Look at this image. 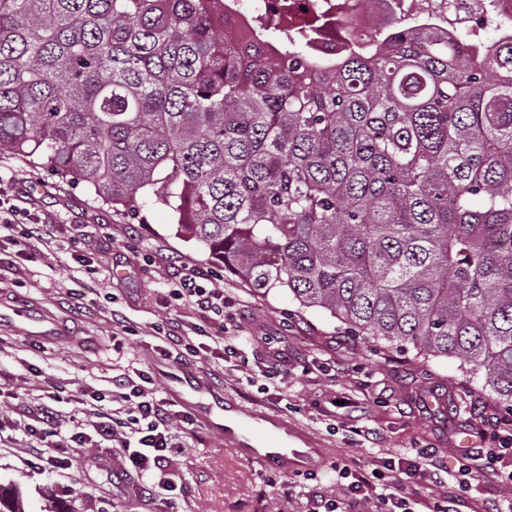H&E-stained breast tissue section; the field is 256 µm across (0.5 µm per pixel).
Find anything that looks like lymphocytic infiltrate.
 <instances>
[{
    "instance_id": "lymphocytic-infiltrate-1",
    "label": "lymphocytic infiltrate",
    "mask_w": 512,
    "mask_h": 512,
    "mask_svg": "<svg viewBox=\"0 0 512 512\" xmlns=\"http://www.w3.org/2000/svg\"><path fill=\"white\" fill-rule=\"evenodd\" d=\"M52 231V225L40 221L18 225L15 208L0 199V254L11 250L15 255H23L32 241L43 239ZM168 296L176 305L198 314L203 322L187 326L170 318L157 346L161 357L196 358L207 353L220 361L225 375L233 377L236 384H258L264 391L272 392L276 401L287 399L288 376L281 369L272 365L246 371L243 354L250 339L228 333L226 323L233 317V303L223 289L209 285L207 276L196 264L185 262L177 266L168 281ZM157 393L156 381L149 372L127 367L113 376L111 389L86 390L77 396L80 405L95 401L93 420L73 416L66 426H59L60 406L65 397L58 388L49 392L35 421L22 422L1 415L0 433L21 430L40 441L41 446L34 449L33 455L36 469L43 471L62 469V446L57 442L61 435H68L70 442L82 448L112 444L121 459L116 490L125 496L135 494L141 481L146 480L153 497L167 500L185 485L184 475L171 470L170 460L187 448L186 427L193 418L186 409L173 408L158 399ZM496 436L501 441L499 447L464 452L460 471L475 481L492 478L512 486V469L500 466L505 456L512 455V417L499 419ZM336 468L349 481L348 496L370 505L371 512H456L447 498L429 504L401 492L405 482L414 478L428 489L442 487L448 465L434 449L419 448L403 461L388 458L357 471L344 457Z\"/></svg>"
}]
</instances>
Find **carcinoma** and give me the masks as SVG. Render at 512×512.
Returning a JSON list of instances; mask_svg holds the SVG:
<instances>
[{"instance_id": "1", "label": "carcinoma", "mask_w": 512, "mask_h": 512, "mask_svg": "<svg viewBox=\"0 0 512 512\" xmlns=\"http://www.w3.org/2000/svg\"><path fill=\"white\" fill-rule=\"evenodd\" d=\"M221 0H0V150L353 336L455 357L512 412V34L426 29L322 71ZM0 512H26L0 486Z\"/></svg>"}]
</instances>
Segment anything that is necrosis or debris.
<instances>
[{
    "mask_svg": "<svg viewBox=\"0 0 512 512\" xmlns=\"http://www.w3.org/2000/svg\"><path fill=\"white\" fill-rule=\"evenodd\" d=\"M512 17V0H224L233 36L262 37L265 48L304 44L318 68L332 67L354 46L378 41L395 18L407 27L448 35L481 33L488 20Z\"/></svg>",
    "mask_w": 512,
    "mask_h": 512,
    "instance_id": "necrosis-or-debris-1",
    "label": "necrosis or debris"
}]
</instances>
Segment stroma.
<instances>
[{
	"label": "stroma",
	"instance_id": "1",
	"mask_svg": "<svg viewBox=\"0 0 512 512\" xmlns=\"http://www.w3.org/2000/svg\"><path fill=\"white\" fill-rule=\"evenodd\" d=\"M0 198L18 207L22 218L58 224L55 237L35 243L13 264L0 268V302L50 316L66 328L63 337L37 341L23 318L0 323V388L13 398L0 412L35 417L51 386L78 394L110 388L113 375L128 365L149 372L159 395H181L196 404L221 396L236 406L284 418L290 447H313L324 463L301 473L287 498L264 499L272 473L244 460L225 444L211 417L191 425V448L174 457L184 472V493L155 502L154 512H310L313 496L342 498L346 482L334 467L347 451L357 464L393 457L408 448H436L448 462L445 493L457 512H496L512 500V488L494 481L461 484L456 457L462 438L492 430L501 406L469 385L454 358H418L415 352L373 349L328 313L299 308L282 292L256 295L176 234L167 210L148 207L130 216L94 201L80 185L52 175L27 159L0 151ZM208 273L238 304L235 324L252 337L251 367L278 359L288 372V401L272 404L257 387L235 385L206 360L181 366L158 359V327L168 314L166 280L179 262ZM123 313L129 332L112 338V314ZM189 369L203 382L198 391L179 377ZM30 439L18 435L0 447V485L20 483L30 512L64 506L66 512H125L112 492V472L88 468L86 449L67 457L80 492L68 494L56 474L26 469Z\"/></svg>",
	"mask_w": 512,
	"mask_h": 512
}]
</instances>
